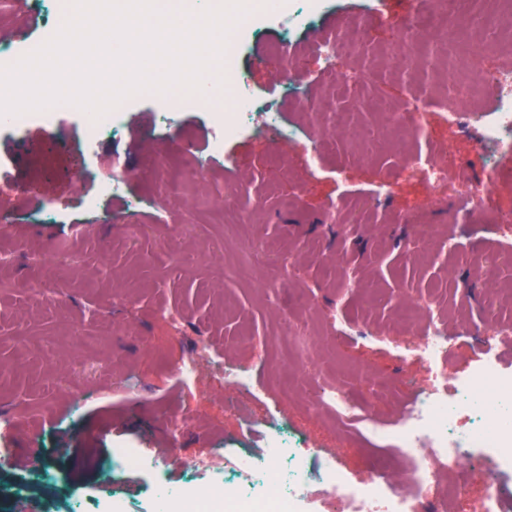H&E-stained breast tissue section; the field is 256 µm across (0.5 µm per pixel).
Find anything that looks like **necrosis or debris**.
I'll list each match as a JSON object with an SVG mask.
<instances>
[{"instance_id":"1","label":"necrosis or debris","mask_w":512,"mask_h":512,"mask_svg":"<svg viewBox=\"0 0 512 512\" xmlns=\"http://www.w3.org/2000/svg\"><path fill=\"white\" fill-rule=\"evenodd\" d=\"M472 13V0H432L422 23L404 31L385 51L414 68L420 45L453 19ZM240 39L228 37L221 63L225 81H211L208 95L198 104L224 112L225 133H255L276 124L278 114L266 99L247 91L236 78ZM456 91L449 122L468 123L476 137V161L489 169L494 154L512 150V72L491 70L485 52L467 55L465 71L455 79ZM487 90L488 104L473 109L475 86ZM428 177L449 185L455 203L474 200L480 211L494 210L487 184L466 183L447 167L431 163ZM420 310L408 304L398 322L417 330L416 352L437 365L448 347L440 320L419 322ZM318 404L334 407L345 417L361 416L364 429L387 443L390 457L378 461L372 479L355 483L340 469L335 453H325L319 471H311L303 446L279 437L271 440L264 459L242 453L220 476L205 486L191 481L179 489L157 488L159 512H447L448 496L437 489L441 475L465 469L473 456L495 458L501 471H512V371L497 356H487L466 379L393 404V418L380 420L371 411H358L351 397L337 388L323 390ZM466 426H459V418ZM324 487L321 499L308 492L312 482Z\"/></svg>"}]
</instances>
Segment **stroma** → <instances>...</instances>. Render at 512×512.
Segmentation results:
<instances>
[{
	"label": "stroma",
	"instance_id": "35a3bbf8",
	"mask_svg": "<svg viewBox=\"0 0 512 512\" xmlns=\"http://www.w3.org/2000/svg\"><path fill=\"white\" fill-rule=\"evenodd\" d=\"M314 6L288 68L303 93L289 100L270 85L280 59L266 54L286 19L261 12L239 32L241 75L277 104L296 132L289 142L243 134L214 156L220 111L189 105L168 121L162 100L146 95L129 98L120 133L91 150L83 112L50 121L35 113L18 133L0 122V156L26 146L29 159H52L35 179L0 169V512H70L102 487L113 449L131 443L156 469L116 474L104 489L131 512H153L156 480L176 488L185 479L171 454L201 461L214 448H244L261 460L283 419L308 448L338 450L351 478L365 481L377 450L360 423L341 425L309 400L323 386L373 401L398 378L433 385L406 354V336L389 333L407 300L430 312L460 305L447 323L449 378L470 375L492 338L512 366V339L495 333L512 318V302L496 297L512 284V223L457 214L447 187L407 165L409 147L444 142L461 177L482 176L466 165L473 139L448 124L441 77L378 61L400 24L419 20L418 0ZM361 23L365 50L337 61L349 83L333 92L311 46ZM411 90L421 101L417 127L392 141L382 112ZM363 96L372 107H359ZM339 115L366 136L319 152ZM125 172L126 196L86 209L87 196ZM228 203L254 225L250 243L217 223ZM451 237L455 255L443 248ZM474 260L491 271L475 289ZM162 309L181 314L182 334L158 318ZM85 339L99 355L85 353ZM202 341L206 375L183 382L179 367ZM228 364L252 374L251 390L225 384Z\"/></svg>",
	"mask_w": 512,
	"mask_h": 512
}]
</instances>
